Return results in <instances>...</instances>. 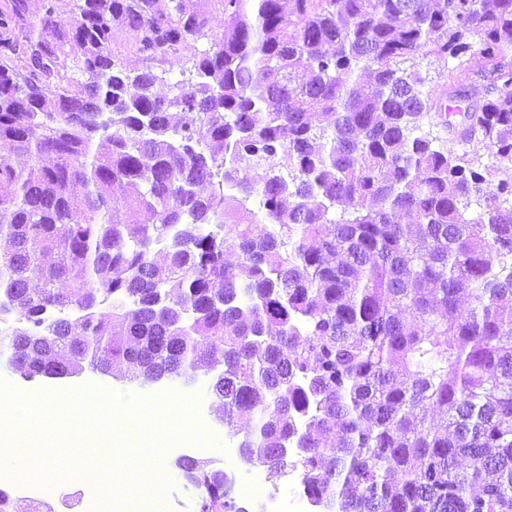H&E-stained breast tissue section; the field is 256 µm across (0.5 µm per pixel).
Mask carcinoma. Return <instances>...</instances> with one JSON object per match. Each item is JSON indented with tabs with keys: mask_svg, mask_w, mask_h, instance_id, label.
I'll return each instance as SVG.
<instances>
[{
	"mask_svg": "<svg viewBox=\"0 0 512 512\" xmlns=\"http://www.w3.org/2000/svg\"><path fill=\"white\" fill-rule=\"evenodd\" d=\"M201 39L196 84L159 96ZM474 52L483 103L429 87L420 57ZM431 113L495 163L411 136ZM0 152L27 159L0 162L15 372L220 357L239 451L320 512H512V0H7ZM176 468L199 512H249L213 461ZM0 512L44 510L0 489ZM114 49L120 51V59L130 67H142L140 60L133 53L129 34L121 29H115L112 35Z\"/></svg>",
	"mask_w": 512,
	"mask_h": 512,
	"instance_id": "carcinoma-1",
	"label": "carcinoma"
}]
</instances>
